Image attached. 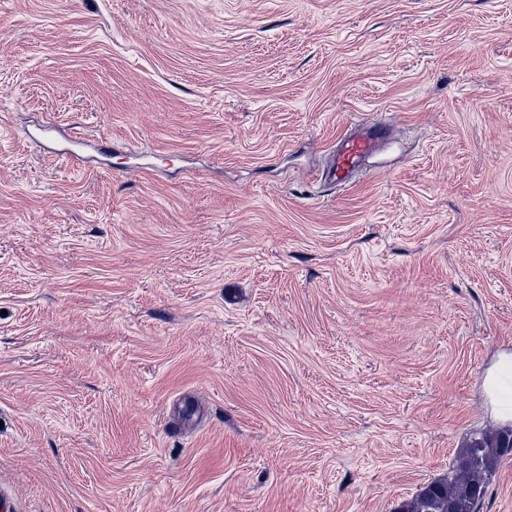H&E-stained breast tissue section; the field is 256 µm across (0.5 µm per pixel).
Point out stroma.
I'll return each instance as SVG.
<instances>
[{
    "label": "stroma",
    "mask_w": 512,
    "mask_h": 512,
    "mask_svg": "<svg viewBox=\"0 0 512 512\" xmlns=\"http://www.w3.org/2000/svg\"><path fill=\"white\" fill-rule=\"evenodd\" d=\"M504 352L512 0H0V512H398ZM387 129L385 126H358L341 141L327 177L336 183H346L363 160L377 149Z\"/></svg>",
    "instance_id": "1"
}]
</instances>
